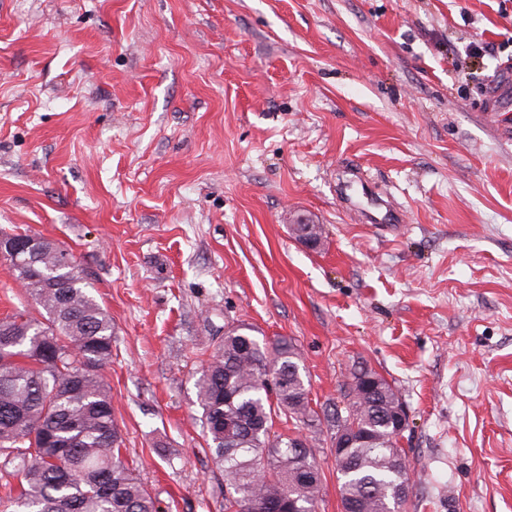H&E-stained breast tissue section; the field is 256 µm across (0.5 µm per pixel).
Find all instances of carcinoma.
<instances>
[{"label": "carcinoma", "mask_w": 512, "mask_h": 512, "mask_svg": "<svg viewBox=\"0 0 512 512\" xmlns=\"http://www.w3.org/2000/svg\"><path fill=\"white\" fill-rule=\"evenodd\" d=\"M11 238L36 241L35 272L25 255L0 258L44 311L40 320L0 319V470L18 479L12 512H159L123 453L100 373L112 362L111 317L71 253L34 233H0ZM196 389L208 449L224 473V512H314L316 492L295 484L306 473L320 481L312 450L274 430L282 416L300 427L319 420L292 340L261 342L244 324L225 332ZM345 398V413L325 414L334 435L370 441L337 449L341 500L354 512H400L406 451L387 412L399 396L363 367Z\"/></svg>", "instance_id": "cac0c4a2"}]
</instances>
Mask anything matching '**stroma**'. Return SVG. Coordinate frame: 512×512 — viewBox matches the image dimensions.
Returning <instances> with one entry per match:
<instances>
[{
	"mask_svg": "<svg viewBox=\"0 0 512 512\" xmlns=\"http://www.w3.org/2000/svg\"><path fill=\"white\" fill-rule=\"evenodd\" d=\"M510 71L512 0H0V229L91 277L162 512H224L195 380L241 323L292 339L315 410L355 365L387 379L403 512H512ZM355 167L397 231L340 202ZM308 439L341 512L332 429Z\"/></svg>",
	"mask_w": 512,
	"mask_h": 512,
	"instance_id": "35a3bbf8",
	"label": "stroma"
}]
</instances>
